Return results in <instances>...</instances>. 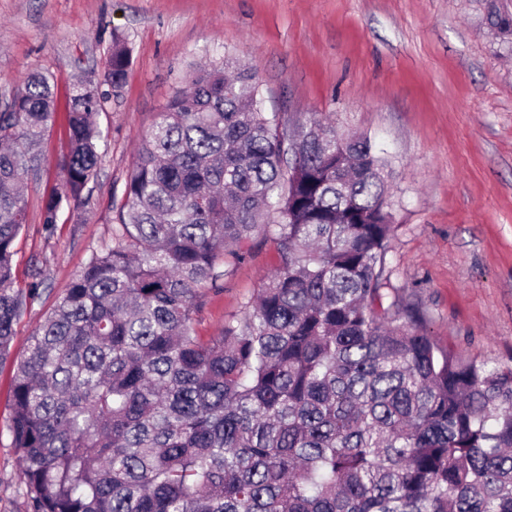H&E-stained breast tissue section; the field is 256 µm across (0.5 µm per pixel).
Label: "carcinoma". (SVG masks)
Wrapping results in <instances>:
<instances>
[{
  "label": "carcinoma",
  "mask_w": 512,
  "mask_h": 512,
  "mask_svg": "<svg viewBox=\"0 0 512 512\" xmlns=\"http://www.w3.org/2000/svg\"><path fill=\"white\" fill-rule=\"evenodd\" d=\"M487 25L512 15L491 0ZM131 64L76 83L51 230L89 202L98 117ZM33 73L0 112V364L40 283L14 275L24 179L56 121ZM388 162L317 114L295 129L234 58L194 69L142 138L112 224L17 362L27 512H512V366L441 347L384 288ZM277 266L219 336L195 330L256 238Z\"/></svg>",
  "instance_id": "cac0c4a2"
}]
</instances>
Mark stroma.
<instances>
[{"instance_id": "35a3bbf8", "label": "stroma", "mask_w": 512, "mask_h": 512, "mask_svg": "<svg viewBox=\"0 0 512 512\" xmlns=\"http://www.w3.org/2000/svg\"><path fill=\"white\" fill-rule=\"evenodd\" d=\"M484 14L483 0H0V110L29 73L57 80L56 124L25 182L15 243L19 285L37 267L42 287L15 327L13 356L108 239L110 202L158 112L194 64L229 55L258 69L268 111L293 121L326 113L373 140L392 170L389 287L440 345L512 365V35ZM116 31L132 61L99 116V182L86 211L46 231L43 201L69 146V86L101 80ZM276 264L271 244L254 246L222 291L207 292L198 333L218 335ZM12 377V364L0 366V512H26L8 428Z\"/></svg>"}]
</instances>
